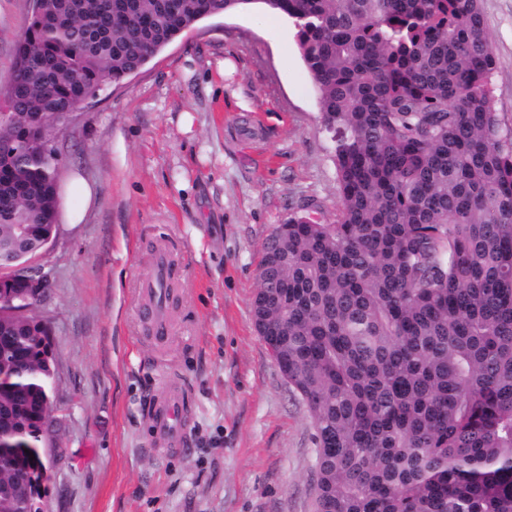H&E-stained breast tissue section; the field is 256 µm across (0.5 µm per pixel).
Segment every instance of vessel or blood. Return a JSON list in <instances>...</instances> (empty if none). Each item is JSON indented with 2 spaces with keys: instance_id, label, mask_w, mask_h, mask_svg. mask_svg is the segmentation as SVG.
I'll return each mask as SVG.
<instances>
[{
  "instance_id": "obj_1",
  "label": "vessel or blood",
  "mask_w": 512,
  "mask_h": 512,
  "mask_svg": "<svg viewBox=\"0 0 512 512\" xmlns=\"http://www.w3.org/2000/svg\"><path fill=\"white\" fill-rule=\"evenodd\" d=\"M173 260L165 248H158L151 274L140 282L142 302L138 314L147 323L153 335L169 336L174 323L167 307L161 300L160 285L172 277ZM187 386L176 379L164 380L153 399L148 416L152 430L150 443L157 453L165 454L183 447L188 437Z\"/></svg>"
}]
</instances>
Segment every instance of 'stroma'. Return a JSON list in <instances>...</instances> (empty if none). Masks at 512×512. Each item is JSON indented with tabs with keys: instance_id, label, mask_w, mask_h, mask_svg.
<instances>
[{
	"instance_id": "35a3bbf8",
	"label": "stroma",
	"mask_w": 512,
	"mask_h": 512,
	"mask_svg": "<svg viewBox=\"0 0 512 512\" xmlns=\"http://www.w3.org/2000/svg\"><path fill=\"white\" fill-rule=\"evenodd\" d=\"M32 0H0V77ZM493 108L512 126V0H482ZM59 224L34 266L56 368L46 512H313L312 420L251 313L263 245L310 208L334 220L333 142L288 18L203 20L82 103L58 139ZM178 259L175 336H145L139 282ZM193 396L189 445L158 457L146 408L163 378ZM77 180H79L77 182L79 187V199L78 202L74 206L70 207L67 212V224L81 223L93 196L91 185L81 178H78Z\"/></svg>"
}]
</instances>
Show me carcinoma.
Segmentation results:
<instances>
[{"label":"carcinoma","mask_w":512,"mask_h":512,"mask_svg":"<svg viewBox=\"0 0 512 512\" xmlns=\"http://www.w3.org/2000/svg\"><path fill=\"white\" fill-rule=\"evenodd\" d=\"M0 122V239L57 221L66 115L202 20H292L331 134L336 219L264 245L254 324L315 433L314 512H512V127L481 0H39ZM0 315V512L42 461L54 376Z\"/></svg>","instance_id":"obj_1"}]
</instances>
